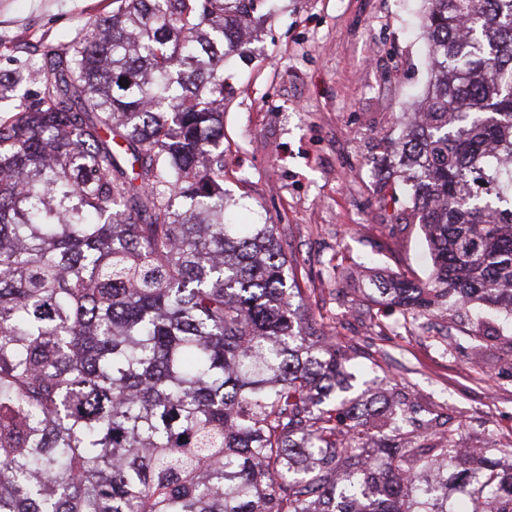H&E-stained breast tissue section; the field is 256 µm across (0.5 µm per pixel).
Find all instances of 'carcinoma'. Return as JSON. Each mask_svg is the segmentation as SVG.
Masks as SVG:
<instances>
[{"instance_id":"obj_1","label":"carcinoma","mask_w":512,"mask_h":512,"mask_svg":"<svg viewBox=\"0 0 512 512\" xmlns=\"http://www.w3.org/2000/svg\"><path fill=\"white\" fill-rule=\"evenodd\" d=\"M267 0H112L0 71V512H512V447L392 391L305 325L276 224L224 194V66ZM430 78L380 179L422 226L407 311L512 319V0H421ZM125 77L129 86L119 84Z\"/></svg>"}]
</instances>
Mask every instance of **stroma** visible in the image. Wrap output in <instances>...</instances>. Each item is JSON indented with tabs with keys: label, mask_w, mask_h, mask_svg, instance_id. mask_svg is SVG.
<instances>
[{
	"label": "stroma",
	"mask_w": 512,
	"mask_h": 512,
	"mask_svg": "<svg viewBox=\"0 0 512 512\" xmlns=\"http://www.w3.org/2000/svg\"><path fill=\"white\" fill-rule=\"evenodd\" d=\"M109 0H0V70L68 43ZM417 0H274L249 59L226 67L224 188L245 223L278 225L309 324L360 347L354 395L407 393L418 417L512 443V327L456 307L403 320L367 294L372 278L427 279L416 224L380 206L379 138L425 85Z\"/></svg>",
	"instance_id": "stroma-1"
}]
</instances>
